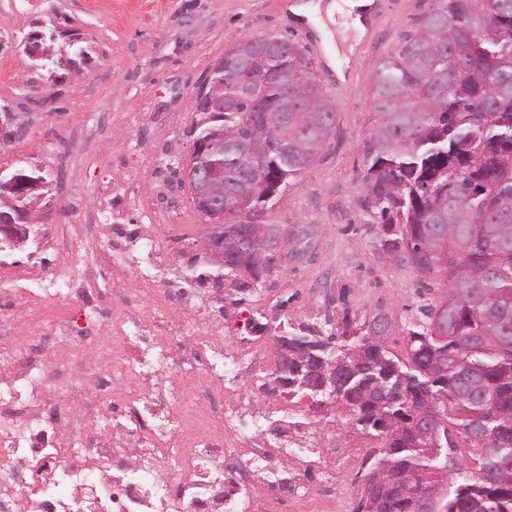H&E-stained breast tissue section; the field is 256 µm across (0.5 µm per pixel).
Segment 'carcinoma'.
<instances>
[{
  "instance_id": "obj_1",
  "label": "carcinoma",
  "mask_w": 512,
  "mask_h": 512,
  "mask_svg": "<svg viewBox=\"0 0 512 512\" xmlns=\"http://www.w3.org/2000/svg\"><path fill=\"white\" fill-rule=\"evenodd\" d=\"M220 95L224 106L194 108L193 138L224 129L214 148L224 189L238 208H271L317 160L334 105L308 51L274 36L224 56ZM372 101L363 203L380 251L428 290L444 275L454 300L439 322V303L421 307L403 359L378 340L391 332L382 313L340 344L288 332L275 380L291 395L344 403L383 438L374 466L393 482L370 490L356 512H512V0H438L377 61ZM271 273L249 245L224 267L242 290ZM331 361L341 365L336 388L323 390ZM428 399L456 434L477 424L479 445L494 449L470 454L478 468L460 481L437 474L431 449L406 436Z\"/></svg>"
}]
</instances>
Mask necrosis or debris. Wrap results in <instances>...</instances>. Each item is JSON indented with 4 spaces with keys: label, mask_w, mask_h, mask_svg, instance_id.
<instances>
[{
    "label": "necrosis or debris",
    "mask_w": 512,
    "mask_h": 512,
    "mask_svg": "<svg viewBox=\"0 0 512 512\" xmlns=\"http://www.w3.org/2000/svg\"><path fill=\"white\" fill-rule=\"evenodd\" d=\"M142 327L135 310L116 316L119 358L68 374L57 398L44 385L48 360L0 379V512H264L253 475L284 483L277 448H228L220 430L190 441L183 425L163 431L151 423L184 408L182 391L165 381L176 359L213 367L215 385L223 387L222 346L199 336L180 356L157 353ZM88 391L95 394L89 408L111 416L108 434L91 433L79 418L61 442L47 413Z\"/></svg>",
    "instance_id": "obj_1"
}]
</instances>
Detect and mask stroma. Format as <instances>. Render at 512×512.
Returning a JSON list of instances; mask_svg holds the SVG:
<instances>
[{
  "label": "stroma",
  "mask_w": 512,
  "mask_h": 512,
  "mask_svg": "<svg viewBox=\"0 0 512 512\" xmlns=\"http://www.w3.org/2000/svg\"><path fill=\"white\" fill-rule=\"evenodd\" d=\"M301 2L0 0V51L15 58L11 74L0 80V107L25 124L22 136L0 142V168H37L50 181L31 211L27 244L0 260V324L8 325L10 336L0 349V375L49 349L67 362V330L82 349L109 354L105 321L125 306L177 316L164 293L169 283L202 297V321L223 339L226 357L235 356L245 333L242 319L255 316L264 324L251 373L228 383V400L262 397L278 364L273 337L293 328L339 337L381 312L391 321L389 350L405 355L410 318L443 290L422 295L416 272L381 254L376 226L361 206L362 143L376 119L373 68L422 22L433 0H376L361 37L338 13L298 19L291 8ZM53 26L60 30L49 45L54 55L83 47L89 58L52 75L27 49L37 31ZM269 32L307 49L336 115L316 163L273 206V223L290 233L287 263L241 293L227 280L215 285L217 266L202 247L211 228L202 223L174 162L189 152L193 105L210 65L234 42ZM58 224L69 233V252L51 244ZM120 224L152 236L168 267L103 264V253L123 245ZM33 264L65 278L53 287L51 302L36 303L20 290L18 275ZM75 282L82 288L79 300L71 289ZM288 405L317 437L308 485L326 479L338 491L330 500L296 485L295 512H355L372 471L360 456L382 448V439L356 424L344 404L297 396Z\"/></svg>",
  "instance_id": "obj_1"
}]
</instances>
